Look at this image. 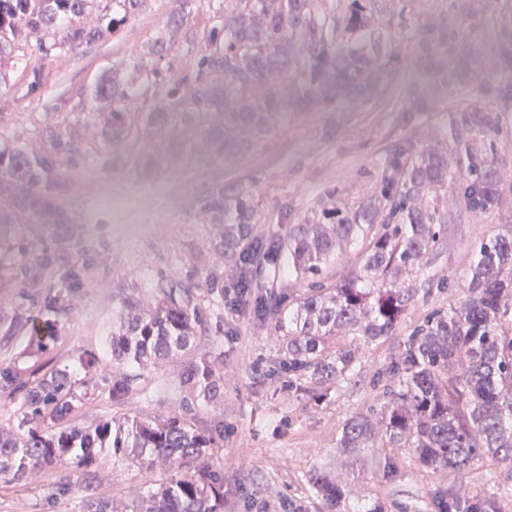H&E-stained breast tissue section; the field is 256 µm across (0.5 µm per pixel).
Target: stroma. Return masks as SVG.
<instances>
[{
  "instance_id": "obj_1",
  "label": "stroma",
  "mask_w": 512,
  "mask_h": 512,
  "mask_svg": "<svg viewBox=\"0 0 512 512\" xmlns=\"http://www.w3.org/2000/svg\"><path fill=\"white\" fill-rule=\"evenodd\" d=\"M485 6L486 0H428L427 21L445 24L452 45L438 47L431 60L399 43L403 63L385 93L386 111L292 112L260 148L226 163L187 134L150 137L118 155L102 147L100 126L87 117L95 87L113 71L130 69L171 14L185 13L187 28L200 33L213 16V0H145L138 15L113 33L94 7L82 25L102 29V36L46 55L39 47L48 33L22 30L12 53L0 59V149L17 146L39 156L50 148V131L59 130L73 150L65 190L56 199L66 223L18 215L0 226V315L28 325L43 322L46 295L69 289L70 311L57 319L49 349L78 375L81 352L111 364L104 338L112 331L113 291L146 288L161 278L199 289L205 310L224 313V442L215 459L230 501L224 512H316L319 501L308 483L316 469L346 475L354 494L379 498L387 512H439L437 498L450 487L457 498L452 512H467L477 494L493 512H512V471L490 460L451 473L401 456L396 475L387 480L336 451L342 423L382 401L377 378L413 327L461 295L478 240L512 235V102L498 94L505 78L497 56L500 32L482 22ZM456 46L468 50L469 68L481 72L480 82L470 75L440 81L435 65L453 68ZM462 101L479 103L498 118L497 130L474 148L496 152L506 203L483 213L449 202L438 246L408 279L415 296L404 323L384 342L359 347L357 382L330 388L325 400L315 402L289 386L287 372H271L273 343L253 307L229 313L238 273L209 247L211 227L195 203L214 183L243 185L265 219L259 237H284L327 198L352 206L379 191L380 159L395 146L427 142ZM20 258L41 281L40 292L12 277L8 265ZM214 272L223 276L224 288L211 292ZM92 405L105 416L161 417L173 407L170 400L148 402L137 395L116 406L101 392L93 394ZM97 475L100 493L122 500L145 481L107 452ZM68 480L60 468L26 482L0 483V512H81L80 492L46 499L50 484Z\"/></svg>"
}]
</instances>
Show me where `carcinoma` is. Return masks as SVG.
I'll return each instance as SVG.
<instances>
[{"mask_svg": "<svg viewBox=\"0 0 512 512\" xmlns=\"http://www.w3.org/2000/svg\"><path fill=\"white\" fill-rule=\"evenodd\" d=\"M214 24L202 37L191 68L162 78L149 64L164 59L166 42L144 45L131 75L112 74L95 89L112 111L89 113L103 123L112 150L151 134L207 128L211 152L224 161L253 151L288 112L322 107L334 112L377 110L393 82L400 55L395 32L419 38L418 48L445 41L435 25L419 26L416 6L426 0H215ZM143 0H112V25L133 16ZM92 0H0V51L16 36L15 22L47 28L64 19L58 45L92 40L81 18ZM135 94L149 106L127 112L122 101ZM496 117L475 104L456 110L448 130L415 147L400 145L384 161L382 188L345 207H323L322 218L294 224L285 242L264 251L258 203L243 188L214 184L197 201L203 221L214 226L215 251L234 267L261 264L285 249L289 273L308 283L298 293L269 291L252 296L250 282L237 294L254 300L275 341L271 363L321 398L330 385L350 383L360 372L353 345L377 344L393 335L414 294L405 277L419 269L448 223V187L459 185L465 206L491 212L503 203V176L494 153L474 152ZM54 154L29 156L0 151V193L14 210L45 224H63L53 196L62 192L63 161L72 143L56 133ZM23 180L24 193L11 192ZM358 252L359 266L342 283L329 282L336 259ZM110 347L112 367L91 352L78 356L85 377L77 379L55 359L27 369L0 370V398L22 401L17 429L0 428V481L20 483L69 466L78 483L49 487L54 500L76 488L82 512H224V473L213 466V449L224 438V375L214 348L186 363L179 380H155V370L216 336L206 335L207 315L194 289L160 279L151 288H119ZM55 317L69 312L58 294L45 299ZM384 401L347 419L336 449L353 461L375 448L374 470L396 472L395 452L412 453L425 467L450 472L490 459L512 469V236L478 241L465 292L446 308L433 310L415 326L400 354L384 371ZM108 392L116 405L130 395L157 394L174 403L167 417L95 415L91 397L77 385ZM112 453L130 469L149 475L164 467L166 482L145 483L131 501L98 493L100 454ZM315 496L328 512H386L379 501L349 502L347 483L315 471Z\"/></svg>", "mask_w": 512, "mask_h": 512, "instance_id": "1", "label": "carcinoma"}]
</instances>
